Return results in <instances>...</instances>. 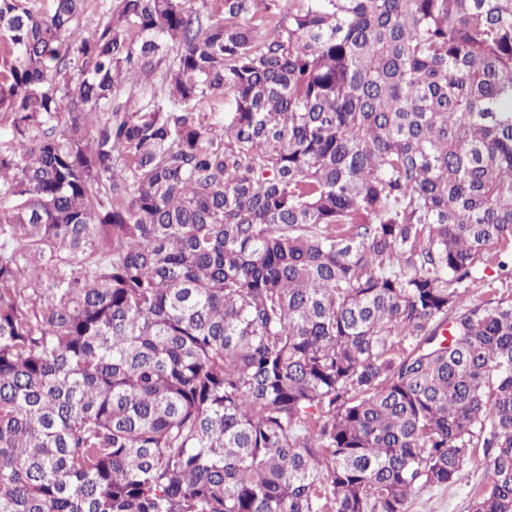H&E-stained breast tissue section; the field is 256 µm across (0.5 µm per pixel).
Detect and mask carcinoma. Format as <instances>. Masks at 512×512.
I'll use <instances>...</instances> for the list:
<instances>
[{"mask_svg": "<svg viewBox=\"0 0 512 512\" xmlns=\"http://www.w3.org/2000/svg\"><path fill=\"white\" fill-rule=\"evenodd\" d=\"M32 2L0 512H407L477 452L468 512H512V290L462 304L512 279V0H118L89 37ZM230 101L228 99H221L217 101H209L203 103H196L190 105L189 110L191 112H201L205 117V121L209 124H213L218 129L224 127L225 119L227 117L226 112L229 111Z\"/></svg>", "mask_w": 512, "mask_h": 512, "instance_id": "cac0c4a2", "label": "carcinoma"}]
</instances>
